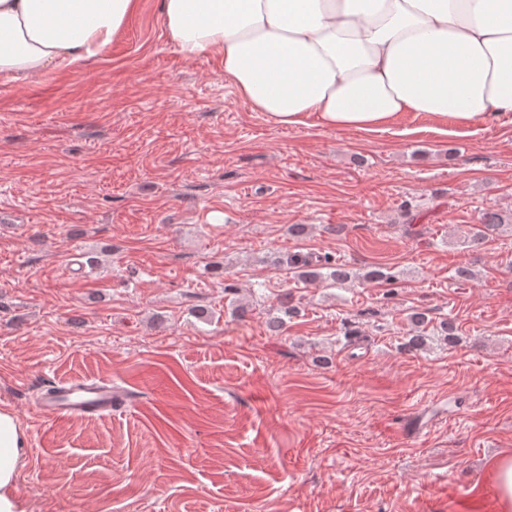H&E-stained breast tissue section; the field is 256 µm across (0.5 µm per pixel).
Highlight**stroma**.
Returning a JSON list of instances; mask_svg holds the SVG:
<instances>
[{
	"label": "stroma",
	"mask_w": 512,
	"mask_h": 512,
	"mask_svg": "<svg viewBox=\"0 0 512 512\" xmlns=\"http://www.w3.org/2000/svg\"><path fill=\"white\" fill-rule=\"evenodd\" d=\"M486 211L512 217V121L274 126L170 44L160 0L98 59L0 79V410L25 512H496L512 230L467 244ZM315 255L350 280H299ZM420 311L458 343L402 348ZM90 378L110 415L37 413Z\"/></svg>",
	"instance_id": "stroma-1"
}]
</instances>
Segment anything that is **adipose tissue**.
I'll return each mask as SVG.
<instances>
[{"instance_id":"adipose-tissue-1","label":"adipose tissue","mask_w":512,"mask_h":512,"mask_svg":"<svg viewBox=\"0 0 512 512\" xmlns=\"http://www.w3.org/2000/svg\"><path fill=\"white\" fill-rule=\"evenodd\" d=\"M135 0H0V76L33 79L99 57ZM185 58L275 125L375 131L407 112L467 127L512 115V0H161ZM24 453L0 412V512Z\"/></svg>"}]
</instances>
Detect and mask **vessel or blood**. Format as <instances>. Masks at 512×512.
Returning a JSON list of instances; mask_svg holds the SVG:
<instances>
[{"label":"vessel or blood","mask_w":512,"mask_h":512,"mask_svg":"<svg viewBox=\"0 0 512 512\" xmlns=\"http://www.w3.org/2000/svg\"><path fill=\"white\" fill-rule=\"evenodd\" d=\"M37 410L44 417L105 415L112 411V386L101 380L57 383L50 386Z\"/></svg>","instance_id":"1"}]
</instances>
